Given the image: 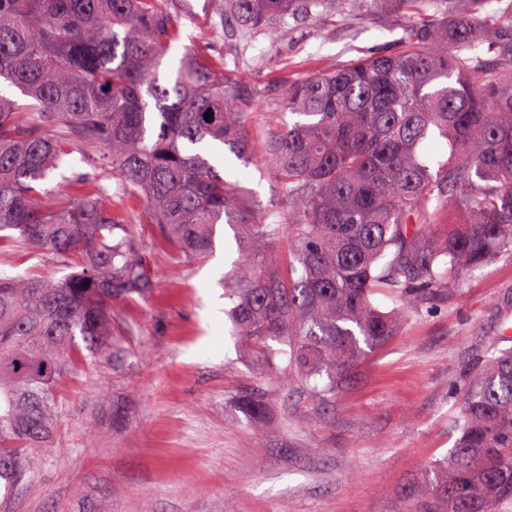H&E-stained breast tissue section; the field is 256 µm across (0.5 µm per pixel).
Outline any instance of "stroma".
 <instances>
[{
	"instance_id": "1",
	"label": "stroma",
	"mask_w": 512,
	"mask_h": 512,
	"mask_svg": "<svg viewBox=\"0 0 512 512\" xmlns=\"http://www.w3.org/2000/svg\"><path fill=\"white\" fill-rule=\"evenodd\" d=\"M182 42L223 58L254 89L248 125L276 119L290 80L369 52L396 51L408 15H371L335 4L254 35L224 23L215 0H186ZM226 175L253 191L259 219L288 205L260 162L225 154ZM144 205L124 219L148 255L150 288L112 299V346L85 354L56 387L62 403L36 475L0 512H414V487L458 436L465 372L512 317V260L477 270L461 299L408 314L401 330L342 374L267 385L233 334L221 282L238 260L231 230L207 258L166 245ZM0 271L61 279L69 268L39 252L0 249ZM265 394L250 419L235 403Z\"/></svg>"
}]
</instances>
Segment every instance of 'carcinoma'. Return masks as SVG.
Returning <instances> with one entry per match:
<instances>
[{
	"label": "carcinoma",
	"instance_id": "1",
	"mask_svg": "<svg viewBox=\"0 0 512 512\" xmlns=\"http://www.w3.org/2000/svg\"><path fill=\"white\" fill-rule=\"evenodd\" d=\"M404 9L415 33L377 53L288 83L291 119L251 142V88L224 59L181 45L172 0H0V245L35 248L74 272L0 273V488L35 469L57 421L58 382L83 351L112 344V297L148 288L147 257L122 219L139 194L149 223L188 258L228 225L244 263L224 276L237 336L279 386L326 380L385 343L402 317L460 297L485 265L512 258V0H345ZM323 0H223L257 30ZM210 119H205V113ZM435 136L444 160L426 153ZM77 146L93 172L73 200L44 207L49 174ZM260 151L288 196L277 223L225 178L215 150ZM112 171L116 187L101 183ZM378 293L398 299L384 311ZM289 347L284 368L276 362ZM459 437L417 490L421 512H500L512 503V347L492 343L457 393ZM253 418L267 400L238 397Z\"/></svg>",
	"mask_w": 512,
	"mask_h": 512
}]
</instances>
